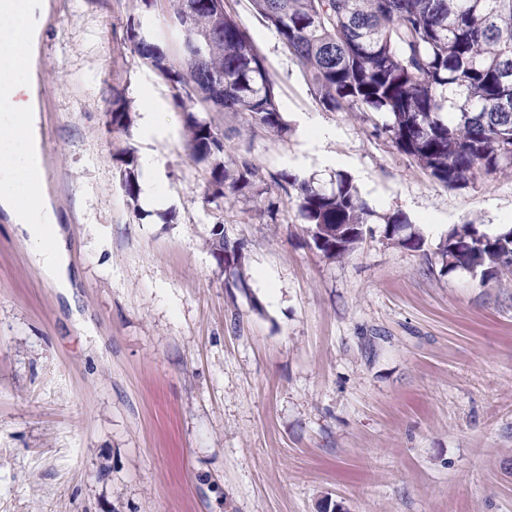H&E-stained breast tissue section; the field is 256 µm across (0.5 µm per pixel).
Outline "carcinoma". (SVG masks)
Instances as JSON below:
<instances>
[{"instance_id": "1", "label": "carcinoma", "mask_w": 512, "mask_h": 512, "mask_svg": "<svg viewBox=\"0 0 512 512\" xmlns=\"http://www.w3.org/2000/svg\"><path fill=\"white\" fill-rule=\"evenodd\" d=\"M234 0H180L171 27L190 19L206 45L198 57L184 39L179 58L158 42L126 28L134 52L178 90L186 112L191 156L210 164L208 195L263 191L256 168L244 155L227 166L229 134L198 121L192 102L216 112L245 114L253 126L288 133L266 60L240 22ZM254 12L277 33L283 49L301 66L315 99L331 112L364 117L388 113L374 123L399 150L447 187L476 175L512 173V0H251ZM448 113L450 118L443 117ZM130 127L127 101L112 100V128ZM277 190L297 201L309 245L339 259L362 242L371 211L352 183L340 179L327 191L282 172ZM386 238L408 227L397 212L383 218ZM217 262L243 265V245L215 230L210 242ZM448 269L474 273L480 282L512 270V228L491 235L475 224L451 231L438 248Z\"/></svg>"}]
</instances>
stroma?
<instances>
[{
  "mask_svg": "<svg viewBox=\"0 0 512 512\" xmlns=\"http://www.w3.org/2000/svg\"><path fill=\"white\" fill-rule=\"evenodd\" d=\"M177 2L42 0L35 106L74 290L0 212V512H512V274L483 284L437 256L460 225L512 226V174L437 182L359 113L325 109L237 0L288 132L195 107L241 129L265 189L207 198L172 85L125 39L134 18L176 50ZM149 105L162 138L140 133ZM128 148L161 162L163 209L126 197ZM284 171L350 179L372 235L341 259L310 248L273 187ZM397 211L422 249L384 238ZM217 226L242 273L212 256Z\"/></svg>",
  "mask_w": 512,
  "mask_h": 512,
  "instance_id": "35a3bbf8",
  "label": "stroma"
}]
</instances>
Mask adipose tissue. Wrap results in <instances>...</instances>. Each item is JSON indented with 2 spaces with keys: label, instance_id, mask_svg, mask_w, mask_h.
Returning a JSON list of instances; mask_svg holds the SVG:
<instances>
[{
  "label": "adipose tissue",
  "instance_id": "adipose-tissue-1",
  "mask_svg": "<svg viewBox=\"0 0 512 512\" xmlns=\"http://www.w3.org/2000/svg\"><path fill=\"white\" fill-rule=\"evenodd\" d=\"M30 18L14 0H0V210L25 242L32 262L51 286L71 295L66 232L47 195L37 116L32 108L34 70Z\"/></svg>",
  "mask_w": 512,
  "mask_h": 512
}]
</instances>
